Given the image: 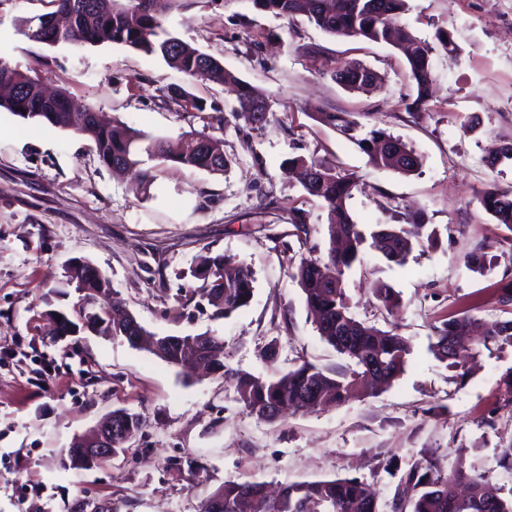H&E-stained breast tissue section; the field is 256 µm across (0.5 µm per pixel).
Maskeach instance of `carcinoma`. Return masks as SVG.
<instances>
[{
  "label": "carcinoma",
  "instance_id": "1",
  "mask_svg": "<svg viewBox=\"0 0 512 512\" xmlns=\"http://www.w3.org/2000/svg\"><path fill=\"white\" fill-rule=\"evenodd\" d=\"M250 2L255 9L276 17H290L304 11L311 22L332 36L342 34L376 43H405L415 89V96L405 101L408 111L419 112L429 102L434 79L433 51L439 49L446 53L455 49L451 33L446 29L436 31L434 46L409 33H398L395 20L403 11L405 0ZM196 3L198 0H50L53 11L38 16L37 25L28 28L27 35L35 42L51 46L122 45L147 56L160 57L168 66L195 77L203 74L201 59L206 54L171 35L166 24L171 16L186 12ZM333 76L338 84L358 92H367L382 82L377 71L362 65L338 68ZM219 78L233 97L231 111L254 121L256 98L251 87L224 69ZM0 85L12 87V93L0 97V109L24 121L73 129L94 144L101 163L134 169L146 183L153 181V175L141 168L144 155L210 173H221L228 167L222 141L204 129L190 138H153L134 127L105 120L95 108L73 113L66 94L45 99L37 77L12 67L2 58ZM317 120L352 141L375 167L407 176L422 165L421 158L400 138L382 128H368L348 112H319ZM288 169L298 172L305 192L321 200L327 211L330 246L326 257L300 259L293 277L302 288L306 307L321 338L349 359L346 369L330 374L304 362L271 378L233 372L226 365L223 338L206 334L183 336L179 344L163 347L157 334L142 325L129 330L135 321L133 316L114 318L122 307L115 297L100 312L85 319L88 328L101 324L103 332L114 337L139 336L141 341L135 349L147 351L171 366L182 364L184 349L187 343H192L212 372L233 381L236 401L264 420L279 418L278 407L317 412L370 389L392 385L405 371L411 354L409 342L397 333L355 319L345 292L344 275L362 262V245L366 240L346 205L356 186L355 179L314 159L292 158L288 160ZM477 199L496 223L512 231V192L486 188L478 193ZM371 237L382 255L397 265L404 264L413 250L411 236L402 225H380ZM195 276L206 284L202 297L214 308L215 318H228L251 302L254 273L228 256L201 257ZM66 278L69 285L82 293L87 304L110 294V281L89 263L69 266ZM374 292L385 308L397 307V294L389 284H377ZM469 321L470 317L464 314L442 323L436 330L433 345L436 357L459 370L460 378L467 375L465 362L471 350L467 339ZM492 342L512 346V319L485 325L484 344ZM112 420L123 422L130 435L137 434L144 425L141 415L120 409L112 411ZM401 482L411 487L414 494L408 499L394 495L393 512H512V499L503 498L495 484L461 469L443 476L434 471L431 462H416L402 475ZM210 499L218 500L219 512H379L375 495L355 478L286 482L274 498L263 494V484L259 482L229 480Z\"/></svg>",
  "mask_w": 512,
  "mask_h": 512
}]
</instances>
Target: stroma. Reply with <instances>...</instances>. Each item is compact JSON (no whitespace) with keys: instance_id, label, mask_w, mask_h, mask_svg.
I'll list each match as a JSON object with an SVG mask.
<instances>
[{"instance_id":"35a3bbf8","label":"stroma","mask_w":512,"mask_h":512,"mask_svg":"<svg viewBox=\"0 0 512 512\" xmlns=\"http://www.w3.org/2000/svg\"><path fill=\"white\" fill-rule=\"evenodd\" d=\"M48 10L45 0H0V58L150 136L209 130L229 166L211 174L153 160L155 179L145 185L102 164L75 132L0 111V512H201L227 480L276 486L337 477L365 483L390 512L402 472L419 461L445 475L485 474L512 497V468L501 463L512 443L503 385L512 347L480 348L463 379L432 351L448 318L512 319V305L499 301L512 283V232L477 200L486 187L512 190V164L486 163L512 142V0H406L398 26L428 41L444 27L457 45L434 54L433 96L421 113L403 105L409 66L388 44L334 37L306 15L279 18L250 0H199L171 17L174 36L270 99L259 126L232 112L223 84L188 79L160 58L116 44L29 40L24 20ZM348 64L373 68L382 84L344 89L333 71ZM179 88L187 98L176 97ZM322 110L386 129L415 150L421 168L405 177L372 167L317 121ZM296 157L354 176L347 209L364 232L416 213L436 232L404 265L367 246L345 274L352 316L411 345L394 385L265 421L236 402L229 381L185 378L85 327L90 308L65 277L79 260L110 279L147 330L223 337L229 368L271 377L305 361L347 366L318 334L292 276L297 261L323 256L329 243L323 203L282 169ZM298 211L302 231L291 222ZM477 249L486 256L480 273L465 263ZM218 254L255 274L249 306L225 319L212 318L193 275L200 256ZM380 281L398 293V309L376 299ZM60 313L74 332L58 334ZM116 409L141 414L142 430L111 460L74 468L67 450L75 437Z\"/></svg>"}]
</instances>
